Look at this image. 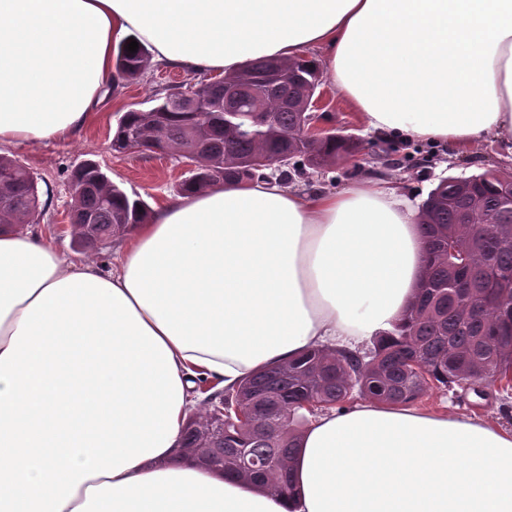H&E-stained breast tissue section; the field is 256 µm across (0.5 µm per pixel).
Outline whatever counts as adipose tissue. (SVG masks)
Segmentation results:
<instances>
[{"label": "adipose tissue", "instance_id": "ef3b65f1", "mask_svg": "<svg viewBox=\"0 0 512 512\" xmlns=\"http://www.w3.org/2000/svg\"><path fill=\"white\" fill-rule=\"evenodd\" d=\"M126 36L227 76L313 54L369 130L512 142V0H0V146L78 137ZM417 217L389 180L220 184L132 227L111 272L0 226V512H512V427L409 404L313 416L289 499L182 454L197 378L392 329Z\"/></svg>", "mask_w": 512, "mask_h": 512}]
</instances>
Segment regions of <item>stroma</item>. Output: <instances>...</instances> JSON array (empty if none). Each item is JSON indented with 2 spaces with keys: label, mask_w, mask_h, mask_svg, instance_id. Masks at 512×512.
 Wrapping results in <instances>:
<instances>
[{
  "label": "stroma",
  "mask_w": 512,
  "mask_h": 512,
  "mask_svg": "<svg viewBox=\"0 0 512 512\" xmlns=\"http://www.w3.org/2000/svg\"><path fill=\"white\" fill-rule=\"evenodd\" d=\"M217 78L214 72L187 74L154 62L135 81L107 91L92 122L78 138L14 145L1 150L37 179L40 215L34 232L53 239L71 261L111 270L123 237L112 236L92 248L79 245L70 222L74 204L70 192L72 171L84 161L92 160L130 198L145 201L149 208L175 199L180 194L182 181L188 176L183 162L170 154H117L112 150V131L125 111L147 107L150 100L165 96L173 86L189 87ZM316 95L320 99L323 127L353 136L359 143V151L354 157L336 164L316 170L308 168L294 175L291 184L298 189L330 190L375 175L398 183L404 194L419 205L441 179L465 177L487 169L512 173V163L504 158L506 146L499 140H489L469 155L456 154L442 143H394L368 131L329 80H322ZM418 405L451 416L497 420L512 425V388L503 389L500 383L491 380L484 381L479 392L459 387L430 389L419 399Z\"/></svg>",
  "instance_id": "35a3bbf8"
}]
</instances>
